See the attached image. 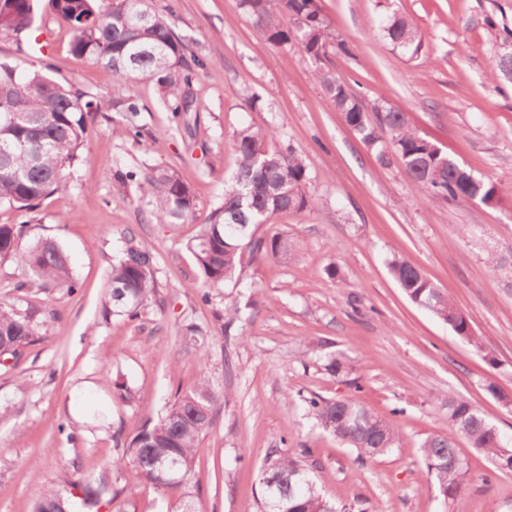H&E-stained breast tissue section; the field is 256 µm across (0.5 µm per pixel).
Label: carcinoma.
<instances>
[{"label":"carcinoma","instance_id":"1","mask_svg":"<svg viewBox=\"0 0 512 512\" xmlns=\"http://www.w3.org/2000/svg\"><path fill=\"white\" fill-rule=\"evenodd\" d=\"M37 0H0V34L24 51L34 24ZM60 20L69 26L71 52L112 70L120 80L147 78L170 97L175 116L192 106L186 87L192 84L207 61L186 60L183 39L168 19L152 5L139 0H49ZM278 12L289 19L282 25L274 16L271 0H239V8L262 36L274 45L289 43L294 31L301 33L302 51L320 61L335 40L322 15L319 0H276ZM383 36L395 49L415 56L421 49L418 27L409 17L394 13L382 26ZM314 78L333 100L336 109L377 154L380 161L395 155L413 188L427 200H492L497 186L477 178L453 159L440 166L435 143L411 125L407 114L393 107L375 109L370 118L363 102L332 70L318 68ZM113 110L123 116L118 133L141 136L142 106L129 97L108 103L71 84H62L39 70H17L0 62V206L29 212L66 180L67 171L79 159L87 138L88 122ZM269 131L245 126L235 132L237 168L225 185L224 202L214 209L189 245L203 282L218 287L236 279L242 250L253 257L294 256L293 245L279 233L257 238L252 227L265 224L274 215L302 212L315 207L307 191V169L292 148L270 145ZM141 188L152 198V217L159 224H184L196 217L198 203L191 188L174 170L151 169L143 175ZM25 224H0V263L20 259L29 276L12 284L13 291L32 288H79L64 251L52 240H40L19 253ZM389 269L409 299L430 310L460 337L478 344L463 312L416 266L400 255ZM156 294L154 255L128 230L120 256L112 265L107 283V302L112 314L133 318ZM34 307L24 310L0 303V355L15 360L35 341L40 330ZM324 369L333 376L348 372L346 358L323 356ZM218 393L205 377L190 390L179 393L157 419L143 421L130 438L115 437L112 474L74 484L84 492L83 501L117 502L123 489L117 484L130 466L155 488L186 486L195 472L202 434L212 424ZM308 412L324 431L332 434L366 460L391 454L399 446V427L378 417L355 398L306 399ZM465 438L489 457L501 471L512 470V447L499 442L496 426L469 403L448 398V431L427 437L421 457L440 494L455 498L464 485L467 463L458 453L457 440ZM313 449L305 446L293 453L273 451L260 469L262 512H336V505L322 493L318 479L303 460ZM33 512H73L70 495L46 490Z\"/></svg>","mask_w":512,"mask_h":512}]
</instances>
